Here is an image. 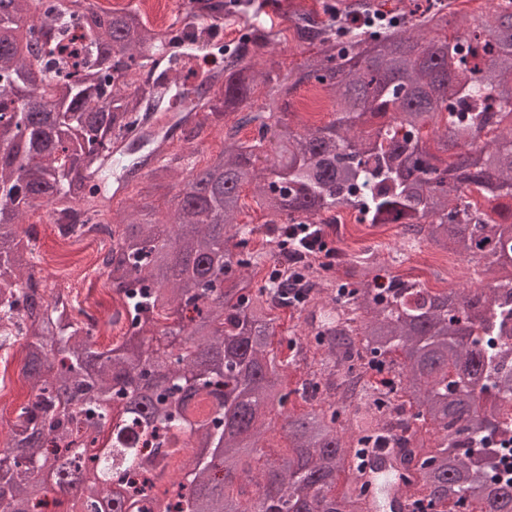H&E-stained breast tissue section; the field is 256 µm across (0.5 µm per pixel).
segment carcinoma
<instances>
[{
  "mask_svg": "<svg viewBox=\"0 0 512 512\" xmlns=\"http://www.w3.org/2000/svg\"><path fill=\"white\" fill-rule=\"evenodd\" d=\"M374 12L393 26L366 33L350 24ZM458 0H350L320 20L288 17L295 39L314 46L293 71L273 78L257 57L272 41L263 29L224 57V73L197 87L201 102L140 153L137 133L162 102L139 84L144 69L175 41L203 40L224 24V0H186L184 27L157 30L136 7L83 0H0V122L21 137L0 138V350L24 337L17 359L30 394L4 425L0 512H365L351 471L354 432L402 449L416 494L435 512L459 507L463 493L487 512H512V478L494 474L512 455V0H489L477 25ZM456 25L450 37L430 36ZM35 97L19 95L34 81ZM264 110L248 112L257 137L224 134L222 150L185 172L186 155L165 152L173 130L195 141L205 127L248 107L258 78ZM309 86L332 104L326 125L297 130L291 97ZM459 150L448 163L423 130ZM126 158L112 194L96 175L113 148ZM143 182L131 209L114 218L105 201ZM254 186L271 223L325 224L336 210L371 224H398L416 243L453 247L491 278L474 292H433L420 281L377 269L374 254L346 264L351 279L326 281L315 299L333 310L324 358L294 345L276 349L277 299L288 288H255L245 248L256 228L238 221L241 189ZM171 194L160 215L155 194ZM63 204L106 213L112 246L104 274L123 323L112 345L83 333L82 309L39 275L25 216ZM384 363L393 386L369 382L358 359ZM310 371L286 390L289 366ZM291 394L305 403L288 415V451L275 462L252 454L268 417ZM395 395L408 419L398 431L381 418L380 396ZM435 433L425 447L422 428ZM203 440L207 457L185 449ZM56 471L48 485L44 474ZM256 471L277 493L273 504L228 478Z\"/></svg>",
  "mask_w": 512,
  "mask_h": 512,
  "instance_id": "1",
  "label": "carcinoma"
}]
</instances>
